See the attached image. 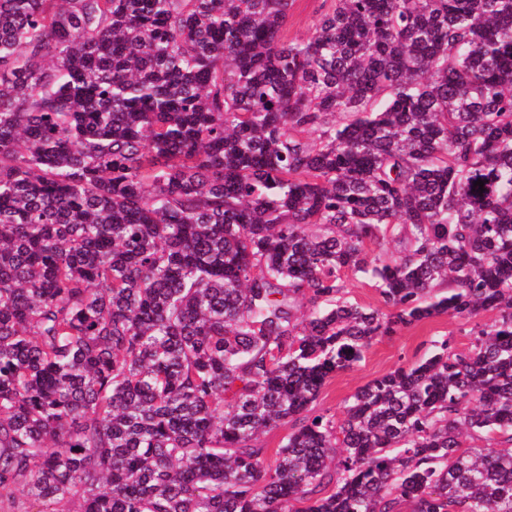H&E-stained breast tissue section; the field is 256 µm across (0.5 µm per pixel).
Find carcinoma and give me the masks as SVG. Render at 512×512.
Listing matches in <instances>:
<instances>
[{
	"instance_id": "cac0c4a2",
	"label": "carcinoma",
	"mask_w": 512,
	"mask_h": 512,
	"mask_svg": "<svg viewBox=\"0 0 512 512\" xmlns=\"http://www.w3.org/2000/svg\"><path fill=\"white\" fill-rule=\"evenodd\" d=\"M294 2L0 0V509L512 512V0ZM330 5L331 0H295L288 20L282 28V38L292 40L307 35L314 19ZM346 297L353 303H357L366 309H379L388 313L389 308L383 303L378 292L365 279H355L351 276L346 282ZM496 319V311L482 312L469 322L442 314L404 327L392 336L378 337L361 362L327 380L314 403L315 410L336 419L343 418L345 400L350 395L398 367L421 360L428 354L431 340L450 337L463 350L469 346L472 328L490 325Z\"/></svg>"
}]
</instances>
